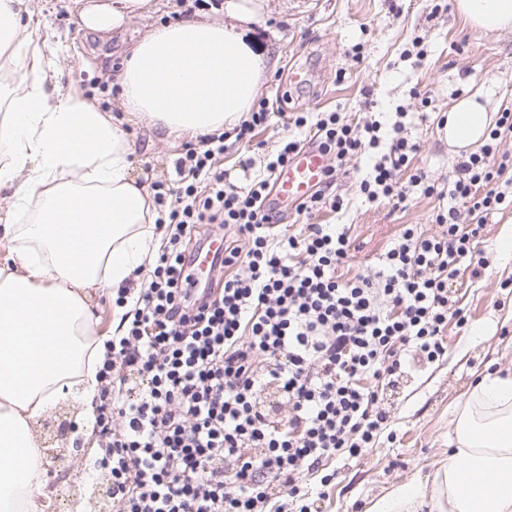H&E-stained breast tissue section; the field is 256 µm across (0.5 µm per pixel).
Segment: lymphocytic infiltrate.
<instances>
[{
  "label": "lymphocytic infiltrate",
  "instance_id": "1",
  "mask_svg": "<svg viewBox=\"0 0 512 512\" xmlns=\"http://www.w3.org/2000/svg\"><path fill=\"white\" fill-rule=\"evenodd\" d=\"M277 121L265 102L233 128L196 136L174 182L149 183L164 212L163 242L98 371V454L80 479L108 477L112 512H321L336 458H359L392 424L384 398L416 365L448 349L467 322L450 286L482 265L485 221L512 206V111L499 112L479 151L461 155L448 183L411 169L419 151L406 123L356 125L342 112H291L264 164L258 133ZM246 150L239 186L220 165ZM311 145L332 157L317 189L282 223L267 200L273 176ZM366 163L358 195L406 208L434 198L438 233L404 225L383 253L356 265L334 194L338 175ZM224 242L217 276L196 287L193 255Z\"/></svg>",
  "mask_w": 512,
  "mask_h": 512
}]
</instances>
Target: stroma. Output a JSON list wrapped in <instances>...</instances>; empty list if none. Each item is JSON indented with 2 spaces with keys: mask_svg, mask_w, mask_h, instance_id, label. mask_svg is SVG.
Here are the masks:
<instances>
[{
  "mask_svg": "<svg viewBox=\"0 0 512 512\" xmlns=\"http://www.w3.org/2000/svg\"><path fill=\"white\" fill-rule=\"evenodd\" d=\"M27 7L48 35L70 48L59 62L60 86L94 91L96 101L111 102L116 116L125 113L119 93L100 92V85L119 75L126 48L171 22L176 10L174 0H151L148 11L126 18L120 28L94 33L81 25L73 0H28ZM245 37L268 59L261 95L274 111L338 109L360 124L376 111L411 113L409 132L420 143L414 163L438 184L448 181L457 161L438 125L451 102L482 84L494 90L489 111L512 108V32L470 29L456 16L454 0H266ZM294 68L307 72L309 84L289 87ZM369 96L375 101L370 110L364 106ZM125 128L134 147V175L143 177L148 163L158 179L173 178L189 135L168 138L138 119ZM435 204L420 195L400 210L355 201L344 218L325 212L318 221L350 224L356 261L366 265L404 225L437 233ZM507 224L512 208L488 216L480 244L483 270L476 277L464 273L454 284L467 325L449 326L447 355L388 392L393 437H380L362 458L333 462L336 480L324 512H367L394 485L431 483L448 458L449 402L475 383L486 364L512 369V253L499 251Z\"/></svg>",
  "mask_w": 512,
  "mask_h": 512,
  "instance_id": "35a3bbf8",
  "label": "stroma"
}]
</instances>
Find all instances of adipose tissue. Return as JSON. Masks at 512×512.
I'll use <instances>...</instances> for the list:
<instances>
[{
    "instance_id": "ef3b65f1",
    "label": "adipose tissue",
    "mask_w": 512,
    "mask_h": 512,
    "mask_svg": "<svg viewBox=\"0 0 512 512\" xmlns=\"http://www.w3.org/2000/svg\"><path fill=\"white\" fill-rule=\"evenodd\" d=\"M148 0H94L81 10L95 31L119 27ZM471 27L512 29V0H454ZM259 0H227L226 22L155 28L123 58L119 91L129 116L167 135L233 127L256 101L267 71L243 28ZM24 0H0V52L22 74L0 83V188L12 190L0 224V512H41V451L32 425L71 387L92 416L104 341L88 294L118 289L161 245L157 214L133 174L121 118L56 84L62 42L30 23ZM484 87L457 100L443 133L449 146L479 145L493 120ZM448 459L431 485L411 480L368 512H512V372L486 367L448 406Z\"/></svg>"
}]
</instances>
